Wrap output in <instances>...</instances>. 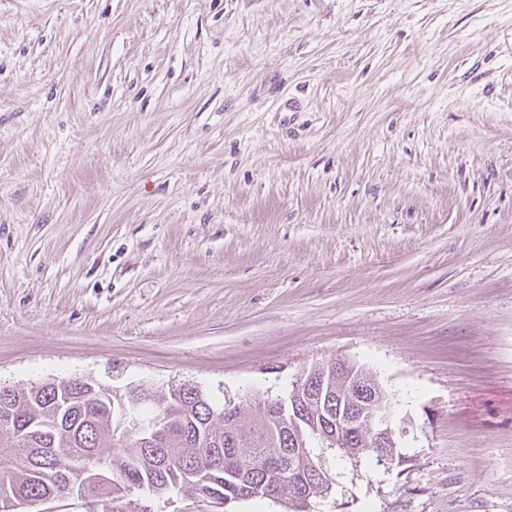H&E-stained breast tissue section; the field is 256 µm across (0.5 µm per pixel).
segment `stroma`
I'll return each instance as SVG.
<instances>
[{"label": "stroma", "mask_w": 512, "mask_h": 512, "mask_svg": "<svg viewBox=\"0 0 512 512\" xmlns=\"http://www.w3.org/2000/svg\"><path fill=\"white\" fill-rule=\"evenodd\" d=\"M336 357L409 460L309 512H512V0H0V383Z\"/></svg>", "instance_id": "1"}]
</instances>
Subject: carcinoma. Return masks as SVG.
Wrapping results in <instances>:
<instances>
[{"mask_svg": "<svg viewBox=\"0 0 512 512\" xmlns=\"http://www.w3.org/2000/svg\"><path fill=\"white\" fill-rule=\"evenodd\" d=\"M359 382L378 390L380 407L392 408L377 374L356 362L341 370L328 361L305 367L281 394L250 393L245 406L230 400L219 407L197 386L166 394L130 387L126 393L147 394L163 412L160 446L153 449L117 433L123 409L97 383L0 389V410L9 409L16 422L10 433L0 429V456L11 461L0 469V486L20 499L58 496V460L50 449L61 448L92 466L104 460L99 473L76 470L70 478L105 502V512H114L113 504L133 490L202 496L228 506L256 498L260 484L270 500L290 504L289 512H306L312 501L337 491L345 469L355 476L363 464L382 466L364 446L336 447L333 424ZM290 477L302 483L304 497L292 494L284 482Z\"/></svg>", "mask_w": 512, "mask_h": 512, "instance_id": "1", "label": "carcinoma"}]
</instances>
